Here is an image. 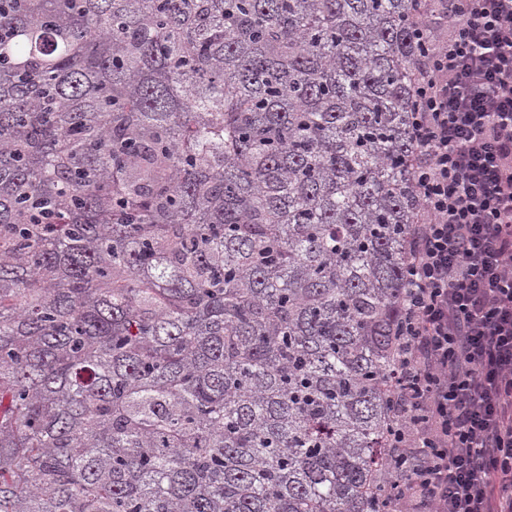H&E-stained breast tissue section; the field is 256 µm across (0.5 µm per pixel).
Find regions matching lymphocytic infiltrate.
Instances as JSON below:
<instances>
[{
	"instance_id": "1",
	"label": "lymphocytic infiltrate",
	"mask_w": 512,
	"mask_h": 512,
	"mask_svg": "<svg viewBox=\"0 0 512 512\" xmlns=\"http://www.w3.org/2000/svg\"><path fill=\"white\" fill-rule=\"evenodd\" d=\"M426 3L394 499L512 512V0Z\"/></svg>"
}]
</instances>
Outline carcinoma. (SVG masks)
I'll return each mask as SVG.
<instances>
[{"label":"carcinoma","instance_id":"1","mask_svg":"<svg viewBox=\"0 0 512 512\" xmlns=\"http://www.w3.org/2000/svg\"><path fill=\"white\" fill-rule=\"evenodd\" d=\"M415 0H0V512H394Z\"/></svg>","mask_w":512,"mask_h":512}]
</instances>
